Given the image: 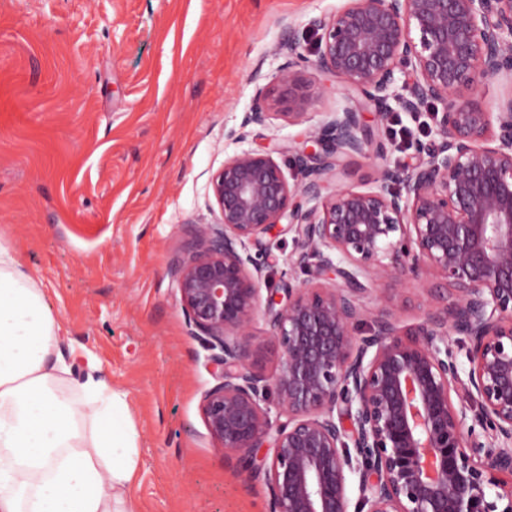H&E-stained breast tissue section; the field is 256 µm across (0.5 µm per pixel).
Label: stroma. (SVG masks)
I'll return each instance as SVG.
<instances>
[{"instance_id":"obj_1","label":"stroma","mask_w":512,"mask_h":512,"mask_svg":"<svg viewBox=\"0 0 512 512\" xmlns=\"http://www.w3.org/2000/svg\"><path fill=\"white\" fill-rule=\"evenodd\" d=\"M343 0H0V236L40 282L62 326L68 385L87 375L125 394L138 435L139 512H268V492L217 451L201 410L215 380L189 333L169 265L188 224L218 214L213 176L249 149L297 148L325 113L351 105L339 82L306 121L225 139L253 104V70L274 76L283 20ZM297 235L259 251L287 287ZM435 276L366 295L373 311L422 318ZM89 350L93 363L72 359Z\"/></svg>"}]
</instances>
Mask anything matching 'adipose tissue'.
Instances as JSON below:
<instances>
[{"label":"adipose tissue","mask_w":512,"mask_h":512,"mask_svg":"<svg viewBox=\"0 0 512 512\" xmlns=\"http://www.w3.org/2000/svg\"><path fill=\"white\" fill-rule=\"evenodd\" d=\"M0 237V512H133L137 436L125 394L65 388L61 325Z\"/></svg>","instance_id":"obj_1"}]
</instances>
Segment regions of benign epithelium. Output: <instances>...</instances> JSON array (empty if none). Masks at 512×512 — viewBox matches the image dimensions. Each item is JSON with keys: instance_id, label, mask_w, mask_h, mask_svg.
<instances>
[{"instance_id": "obj_1", "label": "benign epithelium", "mask_w": 512, "mask_h": 512, "mask_svg": "<svg viewBox=\"0 0 512 512\" xmlns=\"http://www.w3.org/2000/svg\"><path fill=\"white\" fill-rule=\"evenodd\" d=\"M305 29L313 57L286 23L283 64L264 85L251 75L254 104L227 137L302 121L324 91L311 70L356 105L308 132L315 148L296 154L292 182L269 149L224 158L219 222L191 225L194 246L170 269L216 379L202 398L209 433L263 480L270 512H512V0H344ZM492 82L504 92L490 107ZM429 106L418 162L389 163L380 127ZM356 157L375 163L371 183H343ZM284 219L298 236L289 269L312 277L280 294L252 248ZM425 265L436 282L421 322L364 308ZM261 321L279 348L271 373ZM461 390L476 407L454 403Z\"/></svg>"}]
</instances>
